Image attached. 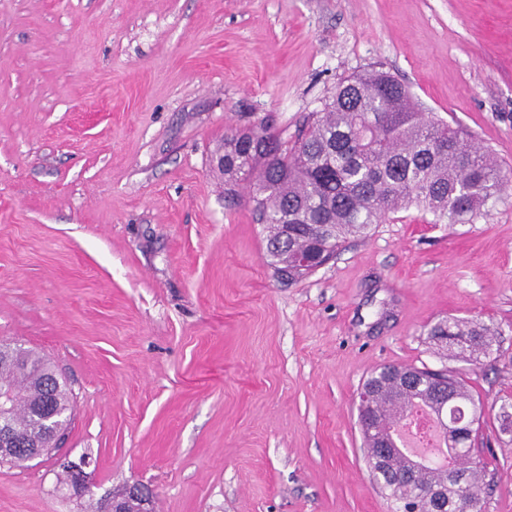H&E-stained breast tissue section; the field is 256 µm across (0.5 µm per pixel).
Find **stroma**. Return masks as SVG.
I'll return each instance as SVG.
<instances>
[{"label":"stroma","mask_w":512,"mask_h":512,"mask_svg":"<svg viewBox=\"0 0 512 512\" xmlns=\"http://www.w3.org/2000/svg\"><path fill=\"white\" fill-rule=\"evenodd\" d=\"M387 72L512 170V0H0V339L73 394L57 448L0 463V512H391L358 408L385 365L457 366L484 405L483 512H512V188L487 215H389L281 281L226 133L288 141ZM499 332L478 365L426 336ZM91 454L87 487L62 463ZM135 496V497H141L142 502L140 504L135 502H130L127 504V511L126 512H151L152 508H150V497H148V494H146L141 487L138 485L129 486L125 489L124 492L112 496V500H110L105 507L106 512H124L125 504L127 500L129 499V496Z\"/></svg>","instance_id":"obj_1"}]
</instances>
